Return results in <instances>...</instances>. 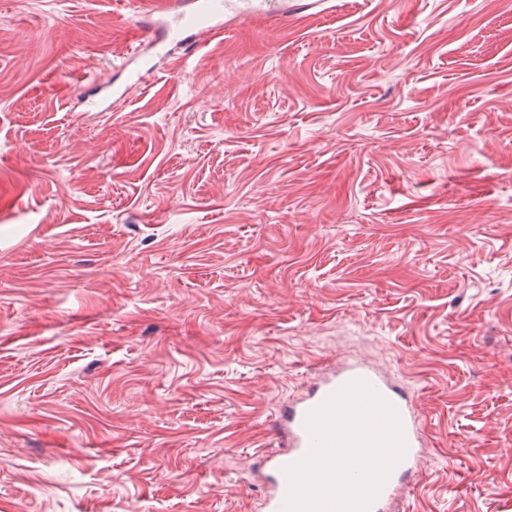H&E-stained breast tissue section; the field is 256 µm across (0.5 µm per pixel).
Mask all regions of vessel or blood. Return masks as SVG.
Here are the masks:
<instances>
[{
	"label": "vessel or blood",
	"mask_w": 512,
	"mask_h": 512,
	"mask_svg": "<svg viewBox=\"0 0 512 512\" xmlns=\"http://www.w3.org/2000/svg\"><path fill=\"white\" fill-rule=\"evenodd\" d=\"M229 14L255 20L272 15L284 19L288 16V0H158L149 14L147 25L164 28L177 45L194 47L198 44V33L223 34V18ZM355 379L366 380L395 407L406 441L403 459L393 468L371 506V512H387L401 480L413 472L422 459L421 434L412 397L396 389L382 374L360 363L343 366L320 379L302 400L284 412L282 425L288 435V447L273 453L269 459L263 512H281L288 489L283 469L302 459L311 448L312 439L305 425L307 414Z\"/></svg>",
	"instance_id": "b4317fda"
}]
</instances>
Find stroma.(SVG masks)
Masks as SVG:
<instances>
[{
	"label": "stroma",
	"instance_id": "stroma-1",
	"mask_svg": "<svg viewBox=\"0 0 512 512\" xmlns=\"http://www.w3.org/2000/svg\"><path fill=\"white\" fill-rule=\"evenodd\" d=\"M154 2L0 0V512H261L348 362L419 412L394 512H512V0L186 60ZM354 379L366 380L395 407L407 446L403 459L391 471L370 512H386L401 480L417 468L422 459L421 434L416 424L413 398L396 389L382 374L367 365H345L320 379L302 400L288 406L282 415L289 448L273 453L267 462L269 472L268 486L262 502L264 512H281L288 489L283 468L302 459L311 448L312 439L305 425L307 414Z\"/></svg>",
	"mask_w": 512,
	"mask_h": 512
}]
</instances>
